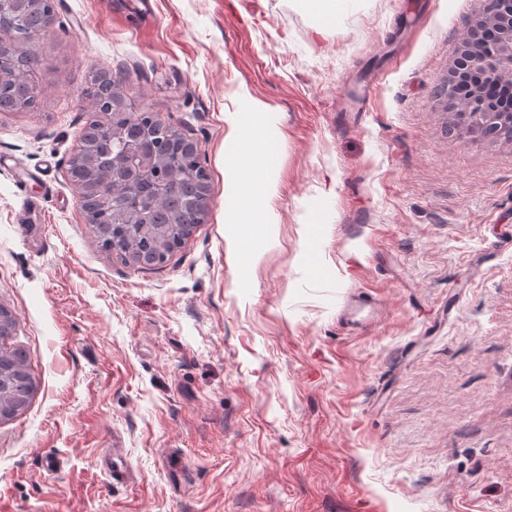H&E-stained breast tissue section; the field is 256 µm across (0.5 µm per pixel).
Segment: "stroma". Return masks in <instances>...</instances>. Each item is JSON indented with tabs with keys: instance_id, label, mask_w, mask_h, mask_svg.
I'll list each match as a JSON object with an SVG mask.
<instances>
[{
	"instance_id": "1",
	"label": "stroma",
	"mask_w": 512,
	"mask_h": 512,
	"mask_svg": "<svg viewBox=\"0 0 512 512\" xmlns=\"http://www.w3.org/2000/svg\"><path fill=\"white\" fill-rule=\"evenodd\" d=\"M136 5L54 0L37 105L0 111V305L38 382L0 423V512H512V139L446 92L485 0ZM100 72L210 175L160 268L101 250L68 176ZM243 87L280 140L250 265L224 222Z\"/></svg>"
}]
</instances>
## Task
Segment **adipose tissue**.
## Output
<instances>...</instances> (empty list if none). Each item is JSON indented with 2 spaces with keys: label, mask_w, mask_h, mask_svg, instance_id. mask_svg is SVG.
Instances as JSON below:
<instances>
[{
  "label": "adipose tissue",
  "mask_w": 512,
  "mask_h": 512,
  "mask_svg": "<svg viewBox=\"0 0 512 512\" xmlns=\"http://www.w3.org/2000/svg\"><path fill=\"white\" fill-rule=\"evenodd\" d=\"M240 97L247 114L255 116V123L241 125L236 129V139L232 144L233 150H240L242 146H250L253 155V164L249 167H240L234 178L231 188L237 198V205L225 214V221L229 224H258L263 228V241H271L275 237L273 226L268 223L264 214L263 203L270 197L275 189L268 173L272 171L273 164L270 156L277 148V141L273 135L272 127L268 121L267 106L262 101L253 98L248 91H241ZM263 166L266 171L265 178L254 179L255 166Z\"/></svg>",
  "instance_id": "adipose-tissue-1"
}]
</instances>
